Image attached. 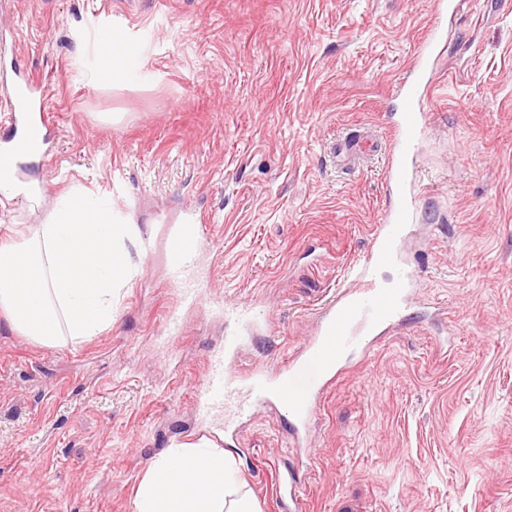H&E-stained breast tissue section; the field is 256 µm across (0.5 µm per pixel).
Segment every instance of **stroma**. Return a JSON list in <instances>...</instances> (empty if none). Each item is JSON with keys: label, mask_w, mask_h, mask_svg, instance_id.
I'll use <instances>...</instances> for the list:
<instances>
[{"label": "stroma", "mask_w": 512, "mask_h": 512, "mask_svg": "<svg viewBox=\"0 0 512 512\" xmlns=\"http://www.w3.org/2000/svg\"><path fill=\"white\" fill-rule=\"evenodd\" d=\"M439 22L407 249L421 288L409 324L327 394L303 512H512V0H463L445 22L436 0H13L0 12V130L2 93L28 75L56 115L49 156L27 164L40 202L0 192V242L75 187L131 230L111 327L46 347L0 314V512H134L154 459L197 443L193 384L224 325L190 316L177 369L158 344L176 301L163 227L188 211L212 215L223 248L214 296H260L273 324L250 359L303 342L380 218L387 115L403 111L416 47ZM108 27L137 47V78L92 82ZM366 131L378 150L339 165L337 145ZM286 438L263 409L223 446L260 512H280L273 473L296 466Z\"/></svg>", "instance_id": "obj_1"}]
</instances>
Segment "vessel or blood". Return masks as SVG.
Masks as SVG:
<instances>
[{"mask_svg": "<svg viewBox=\"0 0 512 512\" xmlns=\"http://www.w3.org/2000/svg\"><path fill=\"white\" fill-rule=\"evenodd\" d=\"M442 37L440 27H431L419 46L413 68L423 81L431 78L429 63ZM421 90V83L404 87L407 110L392 135L386 169L391 207L380 223L372 225L366 250L349 264L347 284L321 307L311 335L283 362L245 358L256 338L273 331L271 322L256 312L254 301L215 304L209 299L213 275L203 262L217 245L209 218L190 216L168 225V275L178 290V300L165 316L163 344L167 350L175 349L187 313L209 307L224 320V343L209 355L193 388L202 433L237 436L244 420L263 406L287 421L289 445L301 465H308L312 460L310 427L328 389L369 356L382 335L403 322L419 281L405 253L418 208L410 173L428 124L427 113L416 109ZM7 110V130L0 138L1 189L21 181L29 158L46 153L55 128L46 94L34 77L15 86ZM385 267L392 272L387 281L379 276ZM276 495L287 501L289 512H299L296 472L278 474Z\"/></svg>", "mask_w": 512, "mask_h": 512, "instance_id": "b4317fda", "label": "vessel or blood"}]
</instances>
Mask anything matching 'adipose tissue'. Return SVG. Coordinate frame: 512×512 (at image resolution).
<instances>
[{"mask_svg": "<svg viewBox=\"0 0 512 512\" xmlns=\"http://www.w3.org/2000/svg\"><path fill=\"white\" fill-rule=\"evenodd\" d=\"M103 64L92 80L106 84L129 78L136 49L115 34L100 35ZM135 512H257L249 492L229 472L223 453L204 445L170 449L154 461L139 484Z\"/></svg>", "mask_w": 512, "mask_h": 512, "instance_id": "adipose-tissue-1", "label": "adipose tissue"}]
</instances>
